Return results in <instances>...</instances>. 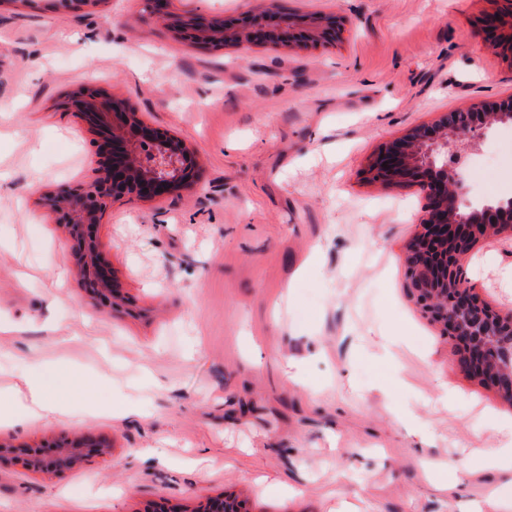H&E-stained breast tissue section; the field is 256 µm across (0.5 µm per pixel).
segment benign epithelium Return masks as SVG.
I'll use <instances>...</instances> for the list:
<instances>
[{"instance_id": "7a95c632", "label": "benign epithelium", "mask_w": 512, "mask_h": 512, "mask_svg": "<svg viewBox=\"0 0 512 512\" xmlns=\"http://www.w3.org/2000/svg\"><path fill=\"white\" fill-rule=\"evenodd\" d=\"M172 0H145V13L166 21ZM351 20L325 14L312 18L279 11L274 3L243 14L234 23L213 24L200 18L183 24L182 39L197 45L222 42L247 49L274 41L290 46L340 41ZM486 40L512 52V7L494 10L483 19ZM65 106L96 130L94 177L67 181L40 194L41 205L72 244L76 275L98 305L124 302L112 267L88 231L103 223L112 204L152 200L202 187L196 153L180 138L154 128L123 101L91 84L72 92ZM434 122L415 127L386 144L368 164L371 181L380 185L415 181L424 204L419 230L404 248V286L409 298L453 342L459 369L512 404V312L503 315L486 305L464 273L465 258L494 232L512 229V205H475L463 191L468 149L496 124L512 122V97L479 101ZM155 145L151 158L141 151ZM103 436L84 429L41 445L0 439V468L20 466L34 473L62 474L87 465L109 452ZM194 512H244L231 495L208 499Z\"/></svg>"}]
</instances>
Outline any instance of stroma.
<instances>
[{
    "label": "stroma",
    "instance_id": "obj_1",
    "mask_svg": "<svg viewBox=\"0 0 512 512\" xmlns=\"http://www.w3.org/2000/svg\"><path fill=\"white\" fill-rule=\"evenodd\" d=\"M268 0H173L175 20H232ZM353 22L333 46L194 45L144 0H0V393L30 371L73 408L0 437L92 428L112 449L64 476L0 470V512H192L232 493L249 512H465L508 475L512 405L469 379L404 288L402 250L424 200L372 183L387 142L442 113L512 95V57L485 42L495 0H277ZM95 82L195 149L200 191L116 203L96 231L128 305H96L39 194L93 174L94 130L57 108ZM476 202L512 198V124L473 147ZM465 275L512 311V233L480 242ZM290 301H280L284 287ZM99 400L135 416L86 418ZM415 414L420 440L389 408ZM154 448L158 459L139 456ZM461 471L438 486L423 469ZM299 490L288 496L261 477ZM85 390L87 397L91 399L93 402V406H91L88 411L92 413L96 417H112L113 412L122 415L124 417L133 416L137 413L136 409L132 406H120L113 410L112 402L105 404H98L94 400V394L99 386V380L94 375H89L85 378Z\"/></svg>",
    "mask_w": 512,
    "mask_h": 512
}]
</instances>
